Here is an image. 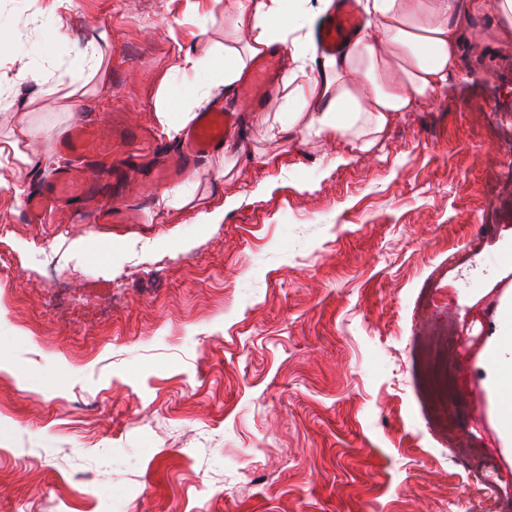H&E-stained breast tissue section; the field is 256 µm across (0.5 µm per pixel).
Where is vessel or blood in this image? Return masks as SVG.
Segmentation results:
<instances>
[{"label":"vessel or blood","instance_id":"1","mask_svg":"<svg viewBox=\"0 0 512 512\" xmlns=\"http://www.w3.org/2000/svg\"><path fill=\"white\" fill-rule=\"evenodd\" d=\"M361 30L362 20L356 12L355 0H338L336 11L326 17L316 31L318 49L323 54H336ZM278 59L279 53L274 50L254 64L249 79L238 90L240 101L255 109L266 103L278 82ZM238 118L235 111H199L180 133L175 148L164 151L160 167L144 182L142 195H149L156 184L181 181L203 158L222 150L225 138L236 129ZM55 150L76 158L77 163L57 170L51 178L30 189L21 212L25 223H45L62 201L82 198L90 190L80 162L98 154L94 128L84 121H75L57 141Z\"/></svg>","mask_w":512,"mask_h":512}]
</instances>
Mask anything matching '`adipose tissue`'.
Returning a JSON list of instances; mask_svg holds the SVG:
<instances>
[{
    "label": "adipose tissue",
    "instance_id": "obj_1",
    "mask_svg": "<svg viewBox=\"0 0 512 512\" xmlns=\"http://www.w3.org/2000/svg\"><path fill=\"white\" fill-rule=\"evenodd\" d=\"M331 0H226L224 14L232 32L247 34L245 49L211 47L204 56L185 53L181 95L160 93L156 114L169 126L172 113L190 122L196 109L214 93L232 86L249 64L270 46L284 48L291 66L283 80L287 124L271 122L269 138L289 134L338 137L369 149L395 115L411 111L414 103L430 98L459 66L463 22L480 0H358L366 28L344 53L317 58L312 30ZM41 40L54 46L41 63L19 70L14 82L35 87L38 95L54 98L62 112L73 111L96 94L112 70V49L101 32L78 48L57 30L44 29ZM14 82L0 81V107L28 108L13 93ZM35 126L25 124L0 138V156L12 158L18 174L40 164L28 151Z\"/></svg>",
    "mask_w": 512,
    "mask_h": 512
}]
</instances>
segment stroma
<instances>
[{"mask_svg":"<svg viewBox=\"0 0 512 512\" xmlns=\"http://www.w3.org/2000/svg\"><path fill=\"white\" fill-rule=\"evenodd\" d=\"M225 0H0V25L30 31L0 74L70 42L112 35L108 85L75 111L44 97L0 128L38 121L42 164L16 179L0 157V512H481L455 506L470 484L447 434L493 446L512 496V443L500 435L501 344L512 299V48L491 7L468 16L464 63L398 113L366 152L339 138L272 141L243 112L185 205L160 195L144 223L113 224L160 166L129 133L161 132L155 103L187 50L229 29ZM105 152L90 196L46 224L20 219L34 179L76 118ZM229 201L217 224L199 213ZM455 320L457 390L434 405L422 351Z\"/></svg>","mask_w":512,"mask_h":512,"instance_id":"obj_1","label":"stroma"}]
</instances>
